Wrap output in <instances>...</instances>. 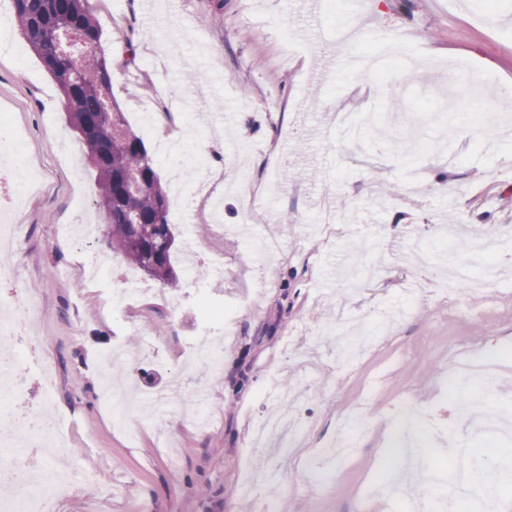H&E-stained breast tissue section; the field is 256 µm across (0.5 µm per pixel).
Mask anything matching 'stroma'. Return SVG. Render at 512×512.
Instances as JSON below:
<instances>
[{
  "mask_svg": "<svg viewBox=\"0 0 512 512\" xmlns=\"http://www.w3.org/2000/svg\"><path fill=\"white\" fill-rule=\"evenodd\" d=\"M112 63V93L168 190L192 210L174 223L177 290L142 279L146 295L113 314L107 290L128 269L103 235L79 244L67 224L101 222L97 182L67 127L65 99L0 11V135L19 133L42 176L1 202L20 226L0 307L25 304L41 339L20 354L12 381L25 408L64 422L46 468L80 480L54 512H256L276 492L283 512H405L375 494L390 463L391 421L410 399L423 435L441 429L474 443L479 417L460 413L448 377L460 361L512 352V0H337L320 35L301 0H87ZM404 36L406 62L386 80L340 67L364 37ZM447 106L446 122L430 120ZM340 112H367L356 135ZM224 147H208L211 139ZM444 180L446 188L435 185ZM346 224L322 220L324 181ZM294 223L281 224L283 214ZM481 243L493 268L472 261ZM111 256L103 289L88 262ZM475 286L449 292L447 259ZM223 264V279L212 270ZM206 303L230 319L223 364L184 368ZM368 343L348 364L341 332ZM122 345V366L104 350ZM55 375L44 396L37 362ZM112 374L143 400L136 435L107 405ZM216 417L195 424L199 400ZM281 429L256 446L272 407ZM303 440L275 449L294 423ZM350 429L353 455L307 481L311 448Z\"/></svg>",
  "mask_w": 512,
  "mask_h": 512,
  "instance_id": "obj_1",
  "label": "stroma"
}]
</instances>
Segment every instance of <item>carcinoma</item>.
I'll return each mask as SVG.
<instances>
[{"mask_svg": "<svg viewBox=\"0 0 512 512\" xmlns=\"http://www.w3.org/2000/svg\"><path fill=\"white\" fill-rule=\"evenodd\" d=\"M86 0H13L20 34L56 81L67 102V122L86 148L96 174V205L112 250L139 271L176 288L173 251L157 253L153 238L174 236L167 220L171 200L144 141L125 121L112 96L111 65L98 46L102 32ZM140 181L135 193L124 179Z\"/></svg>", "mask_w": 512, "mask_h": 512, "instance_id": "cac0c4a2", "label": "carcinoma"}]
</instances>
